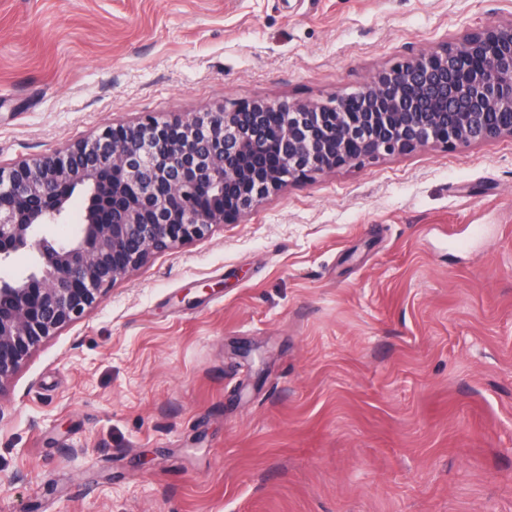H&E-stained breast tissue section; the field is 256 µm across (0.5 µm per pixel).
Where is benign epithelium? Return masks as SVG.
<instances>
[{"instance_id": "obj_1", "label": "benign epithelium", "mask_w": 512, "mask_h": 512, "mask_svg": "<svg viewBox=\"0 0 512 512\" xmlns=\"http://www.w3.org/2000/svg\"><path fill=\"white\" fill-rule=\"evenodd\" d=\"M512 137V20L481 27L374 74L328 102L234 101L218 112L146 115L0 167V262L39 259L0 282V397L46 339L98 305L157 252L204 237L293 183L381 156ZM65 244L45 226L68 221ZM35 265V256L28 249H22L12 254L7 265L0 267V278L19 277L30 272Z\"/></svg>"}]
</instances>
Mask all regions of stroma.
<instances>
[{
	"label": "stroma",
	"instance_id": "35a3bbf8",
	"mask_svg": "<svg viewBox=\"0 0 512 512\" xmlns=\"http://www.w3.org/2000/svg\"><path fill=\"white\" fill-rule=\"evenodd\" d=\"M512 0H0V166L325 101ZM0 512H512V138L289 186L150 261L0 398Z\"/></svg>",
	"mask_w": 512,
	"mask_h": 512
}]
</instances>
